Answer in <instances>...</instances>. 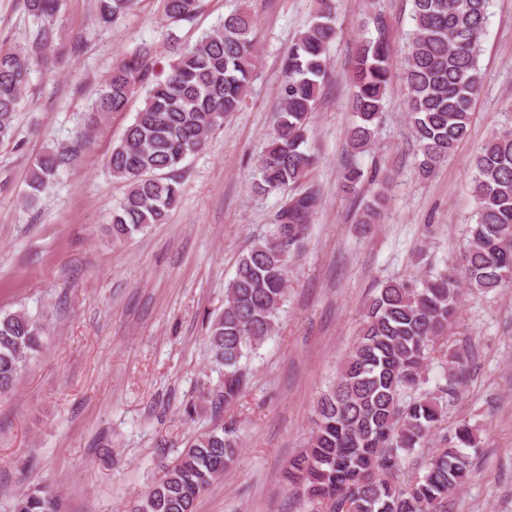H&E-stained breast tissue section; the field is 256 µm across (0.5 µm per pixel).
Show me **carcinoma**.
Wrapping results in <instances>:
<instances>
[{
	"label": "carcinoma",
	"instance_id": "1",
	"mask_svg": "<svg viewBox=\"0 0 512 512\" xmlns=\"http://www.w3.org/2000/svg\"><path fill=\"white\" fill-rule=\"evenodd\" d=\"M98 23L115 27L135 14L139 0H96ZM170 22L192 19L200 0H162ZM488 0H412L411 33L403 78L419 177H430L468 137L473 103L482 87L479 66ZM36 24L31 47L0 49V143L15 135L26 88L42 50L52 42L50 23L59 0H25ZM335 0H316L307 28L282 58L278 120L260 160V195L276 193L281 205L266 238L239 258L224 291V309L209 323L210 362L224 368V385L212 395L217 410L235 402L250 382L249 362L272 335L287 291V258L305 239L318 207L306 186L315 164L308 148L312 114L329 67L335 39ZM256 21L246 9L224 16L194 43L172 42L166 63L148 43L113 67L89 108L88 125L127 110L144 92L142 107L109 158L112 178L123 183L112 208L110 232L121 242L152 224H165L178 205L179 177L187 156L201 151L209 134L239 111L253 78ZM393 48L385 29L364 38L353 60L349 100L355 121L348 141L355 153L375 145L391 82ZM62 146L35 156L24 204L36 206L76 157ZM475 222L466 229L462 264L436 270L419 282L390 279L376 289L358 336L336 379L318 396L314 427L288 464L286 479L314 512H443L448 493L471 472L466 448L481 444L478 429L462 420L429 453L410 482L396 479L397 463L425 451L441 430L447 395L455 381L425 391L429 356L456 324L463 289L486 295L512 288V131L493 135L474 157ZM392 183L389 174L349 166L341 178L347 195L362 196L358 223H379ZM45 329L24 311L0 314V395L14 390ZM235 431L213 429L190 440L174 464L128 512H194L198 497L237 456ZM13 512H60L48 491L16 498Z\"/></svg>",
	"mask_w": 512,
	"mask_h": 512
}]
</instances>
